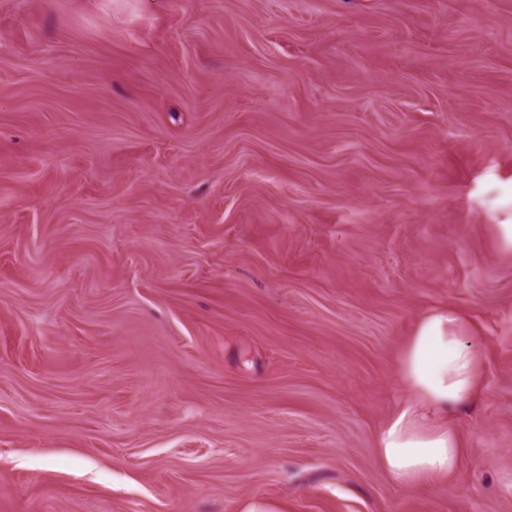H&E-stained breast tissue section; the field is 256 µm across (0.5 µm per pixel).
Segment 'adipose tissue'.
<instances>
[{"label":"adipose tissue","mask_w":512,"mask_h":512,"mask_svg":"<svg viewBox=\"0 0 512 512\" xmlns=\"http://www.w3.org/2000/svg\"><path fill=\"white\" fill-rule=\"evenodd\" d=\"M470 319L446 306L416 320L398 360L406 400L377 440V456L391 478L408 485L455 470L461 442L449 414L476 402L483 391L482 355Z\"/></svg>","instance_id":"obj_1"}]
</instances>
